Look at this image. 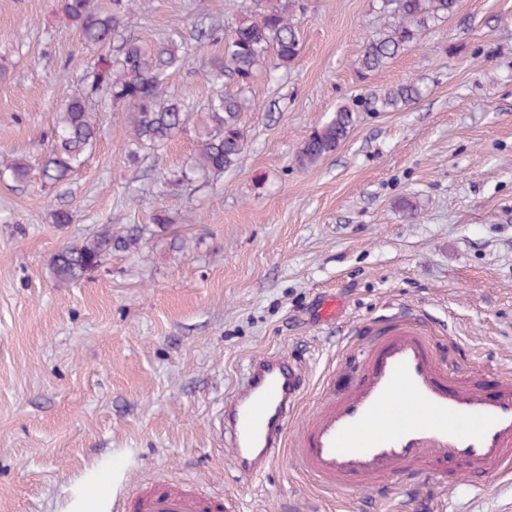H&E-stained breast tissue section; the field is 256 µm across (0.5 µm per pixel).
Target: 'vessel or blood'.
<instances>
[{
	"label": "vessel or blood",
	"mask_w": 512,
	"mask_h": 512,
	"mask_svg": "<svg viewBox=\"0 0 512 512\" xmlns=\"http://www.w3.org/2000/svg\"><path fill=\"white\" fill-rule=\"evenodd\" d=\"M305 387L282 353L252 357L224 401V455L245 475L265 472ZM301 469L326 488L388 495L403 477H512V376L479 374L439 357L425 318L376 322L343 393L297 432ZM120 512H224L221 495L160 480L138 486Z\"/></svg>",
	"instance_id": "1"
}]
</instances>
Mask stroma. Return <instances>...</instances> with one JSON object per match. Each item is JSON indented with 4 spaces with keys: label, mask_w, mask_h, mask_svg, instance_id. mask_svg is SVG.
<instances>
[{
    "label": "stroma",
    "mask_w": 512,
    "mask_h": 512,
    "mask_svg": "<svg viewBox=\"0 0 512 512\" xmlns=\"http://www.w3.org/2000/svg\"><path fill=\"white\" fill-rule=\"evenodd\" d=\"M304 4L298 58L240 92L237 166L173 188L157 173L195 156L209 61L224 52H195L193 30L234 24L240 0H142L129 34L152 47L182 35L188 62L167 82L190 93L188 130L136 150L124 108L102 104V135L62 185L41 178L47 134L98 51L62 0H0V512H60L106 458L113 489L163 477L223 492L231 512H512V480L481 494L465 477L432 480L427 495L402 483L375 508L368 492L314 483L288 446L257 476L224 459L215 424L250 357L302 361L292 435L348 382L357 329L403 309L431 322L440 357L512 373V0H458L418 47L365 78L354 62L383 24L377 0ZM403 82L421 99L366 109ZM343 106L354 110L347 138L298 168L304 141ZM18 160L31 167L24 184L8 176ZM59 208L71 224H54ZM160 209L199 220L143 235L82 281L54 276L63 246L104 227L140 233ZM328 297L342 313L322 322Z\"/></svg>",
    "instance_id": "stroma-1"
}]
</instances>
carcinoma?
I'll return each instance as SVG.
<instances>
[{"instance_id": "carcinoma-1", "label": "carcinoma", "mask_w": 512, "mask_h": 512, "mask_svg": "<svg viewBox=\"0 0 512 512\" xmlns=\"http://www.w3.org/2000/svg\"><path fill=\"white\" fill-rule=\"evenodd\" d=\"M138 0H63L65 15L75 24L82 40L98 47L99 54L84 76V88L62 104L49 132L51 150L42 164L43 179L64 183L85 162L100 135L94 102L108 101L126 108L136 143L165 146L182 132L191 113L188 94L168 90V71L187 62L177 40L152 48L126 35L127 18ZM457 0H381L384 18L380 30L370 37L355 61L358 72H375L399 54L417 46L424 35L451 17ZM301 0H250L237 22L217 35L218 28H199L193 36L195 48L203 53L209 45L224 42V55L211 60L212 74L236 83L243 92L261 69L286 70L300 53L298 12ZM421 97V89L402 83L374 99L373 110H397ZM241 102L235 96L218 93L211 98L206 113V132L197 154L187 168L168 170L158 180L173 187L187 186L197 176L219 175L235 167L244 149L240 115ZM353 123L352 112L339 108L315 128L296 155V164L305 169L334 152L347 137ZM140 237H112L103 228L80 244L63 247L53 258L57 278L75 283L97 269L112 250H137Z\"/></svg>"}]
</instances>
